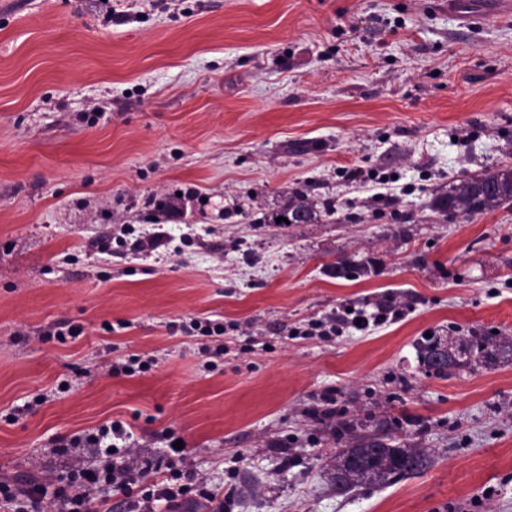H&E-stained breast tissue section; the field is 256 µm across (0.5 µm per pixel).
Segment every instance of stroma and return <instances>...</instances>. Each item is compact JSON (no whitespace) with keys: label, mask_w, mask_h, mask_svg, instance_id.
<instances>
[{"label":"stroma","mask_w":512,"mask_h":512,"mask_svg":"<svg viewBox=\"0 0 512 512\" xmlns=\"http://www.w3.org/2000/svg\"><path fill=\"white\" fill-rule=\"evenodd\" d=\"M463 2L0 0V480L97 467L56 447L118 420L139 486L170 433L224 512H512V353L444 379L415 351L512 339V204L429 207L512 165V15ZM345 167L396 181L379 202ZM297 187L334 213L262 225ZM121 224L152 248L100 250ZM346 257L371 273L330 276ZM388 297L411 311L295 333ZM191 317L228 326L214 368ZM132 354L156 364L110 375ZM370 435L432 463L336 495L326 464Z\"/></svg>","instance_id":"1"}]
</instances>
